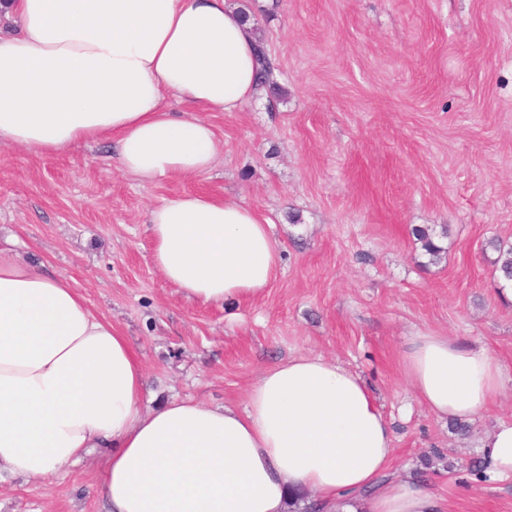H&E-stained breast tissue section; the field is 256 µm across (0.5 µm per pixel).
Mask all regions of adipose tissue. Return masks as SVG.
<instances>
[{"mask_svg":"<svg viewBox=\"0 0 512 512\" xmlns=\"http://www.w3.org/2000/svg\"><path fill=\"white\" fill-rule=\"evenodd\" d=\"M0 143L53 156L111 140L144 183L190 180L215 164L209 122L167 97L236 112L262 94L252 19L227 0H0ZM164 281L202 304L262 298L281 254L269 224L228 199L186 192L148 214ZM0 240V475L38 482L93 452L108 512H286L290 492L326 512H448L428 487L389 478V422L357 373L294 355L251 384L246 404L141 406L144 368L126 336L70 280ZM402 374L437 416L468 421L503 387L485 347L426 330ZM512 480V423L482 441Z\"/></svg>","mask_w":512,"mask_h":512,"instance_id":"adipose-tissue-1","label":"adipose tissue"}]
</instances>
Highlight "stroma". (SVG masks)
I'll return each mask as SVG.
<instances>
[{"mask_svg":"<svg viewBox=\"0 0 512 512\" xmlns=\"http://www.w3.org/2000/svg\"><path fill=\"white\" fill-rule=\"evenodd\" d=\"M253 18L282 97L238 112L167 98L224 150L192 180L143 185L112 143L60 156L0 144V236L70 279L140 356L144 407L190 397L243 406L270 364L301 353L358 372L390 422L392 477L450 512H512V481L481 476L483 438L512 422V295L485 252L512 244V0H232ZM185 192L252 208L282 264L257 301L202 305L154 266L149 210ZM446 227L430 262L416 229ZM432 330L489 349L504 386L455 431L419 404L401 356ZM104 458L0 484V512H107Z\"/></svg>","mask_w":512,"mask_h":512,"instance_id":"1","label":"stroma"}]
</instances>
